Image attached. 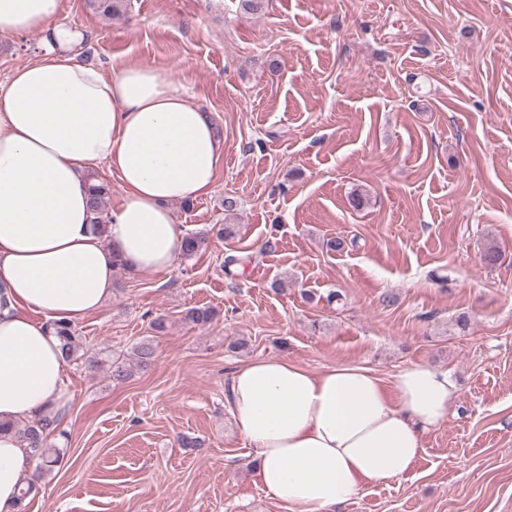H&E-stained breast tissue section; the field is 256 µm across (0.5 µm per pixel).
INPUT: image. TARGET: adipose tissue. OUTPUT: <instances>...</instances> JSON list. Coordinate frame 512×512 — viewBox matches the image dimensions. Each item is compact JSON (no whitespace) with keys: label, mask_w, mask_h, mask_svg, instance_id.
Instances as JSON below:
<instances>
[{"label":"adipose tissue","mask_w":512,"mask_h":512,"mask_svg":"<svg viewBox=\"0 0 512 512\" xmlns=\"http://www.w3.org/2000/svg\"><path fill=\"white\" fill-rule=\"evenodd\" d=\"M61 0H0V34L51 33L54 45L0 84V423L66 412L52 324L99 311L114 274L169 271L184 229L171 202L213 191L224 151L210 113L160 72L104 75L58 23ZM124 189L104 227L90 176ZM456 384L424 363L383 380L360 366L315 373L285 357L233 372L225 402L266 493L293 512H334L362 486L404 477L424 434L448 418ZM28 450L0 432V512H19L35 478Z\"/></svg>","instance_id":"1"}]
</instances>
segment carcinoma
<instances>
[{"mask_svg":"<svg viewBox=\"0 0 512 512\" xmlns=\"http://www.w3.org/2000/svg\"><path fill=\"white\" fill-rule=\"evenodd\" d=\"M89 5L96 11L114 16L124 13L128 9V0H89ZM93 208L95 212L94 223L104 225L108 222V209L106 199L110 189L108 184L101 183L93 187ZM235 234V225L222 224L219 227L196 230L186 234L184 244V258L190 259L207 250L212 236L229 239ZM215 312L210 307H192L186 311L185 319L197 324L206 325L212 322ZM54 331L61 343L64 360L67 363H80L89 369H100L108 366L112 381L122 383L134 374V371L148 367L153 361L155 350L152 343L142 340L132 347V361L128 362L112 354L101 355L99 352L91 353L86 343L72 322L58 321L54 324ZM58 420L52 416L44 417L36 422L18 424L15 430L29 450L31 460L35 463L36 472L43 476L61 466L65 451L50 441V436L58 429Z\"/></svg>","mask_w":512,"mask_h":512,"instance_id":"1","label":"carcinoma"}]
</instances>
